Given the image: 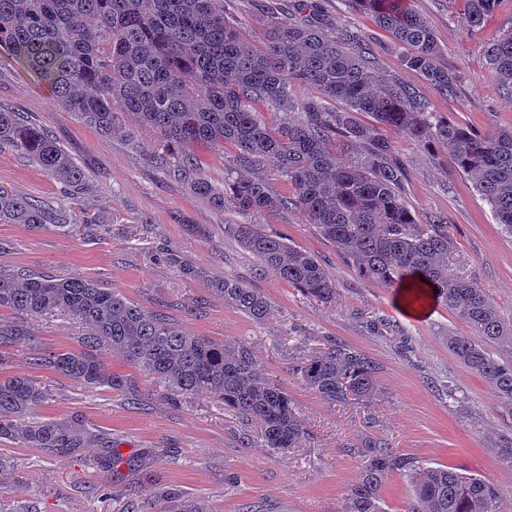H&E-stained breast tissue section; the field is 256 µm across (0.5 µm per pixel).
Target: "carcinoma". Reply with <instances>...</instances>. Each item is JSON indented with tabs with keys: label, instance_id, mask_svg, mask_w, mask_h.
<instances>
[{
	"label": "carcinoma",
	"instance_id": "cac0c4a2",
	"mask_svg": "<svg viewBox=\"0 0 512 512\" xmlns=\"http://www.w3.org/2000/svg\"><path fill=\"white\" fill-rule=\"evenodd\" d=\"M349 8L409 48L404 65L439 93L456 91L458 75L437 65L440 47L411 0H345ZM498 0H467L463 26L476 29ZM288 4V17L263 21L255 45L244 28L216 0H0V48L22 63L50 91L54 104L78 114L103 135L119 116L135 114L154 128L162 146L146 152L155 169L187 183L193 193L241 216L295 209L306 223L336 245L342 259L367 281L401 294L421 288L470 330L448 337V348L512 406V365L494 359L490 346L512 344L505 319L477 282L448 275L452 239L436 215L413 219L402 196L406 167L388 129L424 146L448 144L458 168L470 176L495 219L512 233V129L484 136L430 112L408 84L377 68L362 33L334 29L319 16ZM489 70L512 92V29L493 36L486 48ZM314 95L294 114V93ZM341 101L345 109L328 105ZM280 109L285 118L271 130L255 104ZM375 123L370 129L360 116ZM216 151L231 148L224 188L216 187L188 152L194 144ZM31 158L71 196L83 194L86 178L71 155L45 127L0 106V149ZM274 162L292 188L271 190L260 169ZM0 224L74 225L72 212L46 208L0 188ZM255 260L258 275L272 273L306 297L329 304L336 282L318 258L247 221L224 225ZM164 261L189 276L204 272L181 255L162 249ZM208 288L224 306L260 323L271 313L268 299L232 277L211 278ZM0 350L26 348L33 365L96 389L131 390V382L109 371L108 349L161 383L169 394H207L253 423L261 446L285 451L297 446L305 428L288 392L257 368L244 342L227 345L194 336L162 310H149L90 279L49 277L0 266ZM68 311L86 327L76 350L34 345L27 320ZM379 364L364 350L330 342L306 355L298 378L331 404L372 402L380 393ZM48 399L41 382L0 379V439L19 435L33 448L73 456L88 440L75 422L25 424ZM361 459L359 479L347 488L342 512H384L382 491L390 477L407 474L414 496L404 512H500L497 488L446 466L417 465L378 437L352 449Z\"/></svg>",
	"mask_w": 512,
	"mask_h": 512
}]
</instances>
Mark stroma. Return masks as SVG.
<instances>
[{"instance_id":"1","label":"stroma","mask_w":512,"mask_h":512,"mask_svg":"<svg viewBox=\"0 0 512 512\" xmlns=\"http://www.w3.org/2000/svg\"><path fill=\"white\" fill-rule=\"evenodd\" d=\"M283 0H225L251 40L263 37L264 11ZM309 11L336 27L368 37L377 66L412 86L432 112L490 135L512 128V94L489 71L486 45L512 28V0H501L483 25L464 30V0H411L431 26L441 67L459 75L451 96L406 69L405 50L370 16L344 0H307ZM0 106L42 124L82 168L87 190L79 200L62 192L32 160L0 152V188L47 207L75 210L68 231L0 224V266L42 276L92 279L150 310H164L188 332L213 341L248 342L264 375L283 385L308 430L298 447L275 452L254 442V426L208 395L172 397L162 385L104 351L112 372L128 375L135 390L86 389L30 361L28 350L6 353L0 378L25 375L46 386L47 403L30 422L81 415L92 435L81 456L61 458L44 448L0 441L11 476L0 495L17 512H340L346 488L360 474L350 449L368 436L391 443L416 460L489 479L500 491L501 512H512V462L501 448L512 440V406L449 350L448 339L467 334L448 308L433 304L410 315L393 289L365 281L342 261L334 244L295 210L262 213L253 223L314 254L336 281V299L321 305L277 276L257 275L254 260L224 233L240 215L214 208L189 185L151 167L146 150L158 135L123 115L111 135L86 126L76 113L53 106L49 93L11 56L0 52ZM140 149H132L129 135ZM406 164L403 192L417 223L438 214L448 223L453 249L448 272L477 281L502 315L512 319V235L502 232L470 177L448 147L401 138ZM172 249L202 269L199 278L162 263ZM225 275L258 289L272 306L256 323L225 307L207 281ZM39 346L73 350L84 328L65 312L30 320ZM337 340L366 351L380 366V394L370 406L333 405L293 373L300 354ZM122 455L102 464L103 444Z\"/></svg>"}]
</instances>
